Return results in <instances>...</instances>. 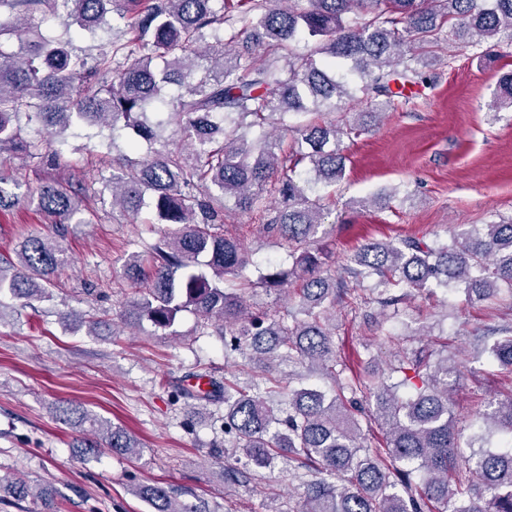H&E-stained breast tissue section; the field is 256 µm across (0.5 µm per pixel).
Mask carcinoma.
<instances>
[{
  "label": "carcinoma",
  "mask_w": 512,
  "mask_h": 512,
  "mask_svg": "<svg viewBox=\"0 0 512 512\" xmlns=\"http://www.w3.org/2000/svg\"><path fill=\"white\" fill-rule=\"evenodd\" d=\"M64 12V34H45L38 15ZM0 210L26 198L51 218L50 233L30 236L11 260L0 255V295L30 306L51 297L52 275L65 262L61 242L71 224H88L95 202L66 177V132L78 118L100 129L98 147L125 136L128 152L112 156V210L157 224L147 259L128 255L125 275L141 284L120 322L167 329L189 311L224 339L225 352L272 383L261 394L233 375L209 378L208 390H182L198 406H224V447L239 448L253 469L279 457L303 459L304 512H512V392L490 402L485 428L457 427L452 391L460 366L434 350L404 353L389 384L372 374L336 371L332 321L351 281L390 307L399 288L465 284V301L512 300V219L475 225L429 243L406 237L368 242L343 257L341 277L328 273L333 251L325 238L318 186L345 177L343 137L369 130L392 107V84L422 86L444 42L497 39L512 44V0H0ZM117 16L123 27L88 59L71 32L97 36ZM241 27L231 34L226 28ZM18 42V50L4 45ZM370 111L343 128L320 119L353 102ZM176 122L181 141L162 132ZM280 125L292 132H263ZM262 133L254 139L247 133ZM146 143L147 154L130 152ZM36 159L56 177L20 195L7 188L14 161ZM264 228L288 248L291 265L268 262L257 280L240 235L224 231L228 202L265 213ZM151 216L140 217L144 204ZM302 282L299 314H271L250 304L263 288L288 295ZM490 347L512 374V327ZM299 362L332 386H282L270 377L281 362ZM79 430L74 448L86 455L107 447L136 455L124 429L59 407ZM379 427L383 443L368 445L364 429ZM504 432V449L486 446L487 430ZM475 475L461 482L456 473ZM0 492L55 512L54 491L40 480L0 477ZM135 496L152 512H209L156 484Z\"/></svg>",
  "instance_id": "obj_1"
}]
</instances>
